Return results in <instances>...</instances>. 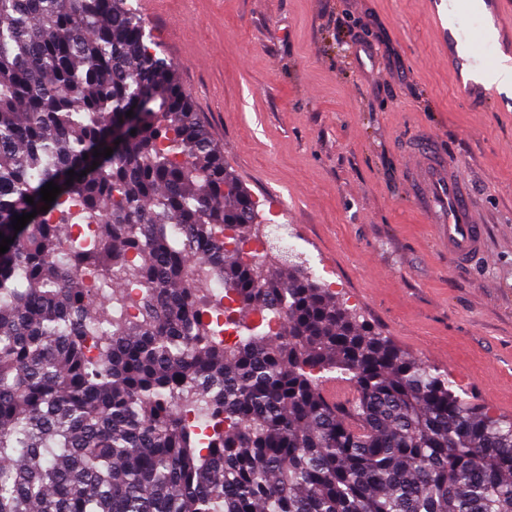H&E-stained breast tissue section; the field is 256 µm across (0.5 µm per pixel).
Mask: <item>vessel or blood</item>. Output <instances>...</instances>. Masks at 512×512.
<instances>
[{
  "instance_id": "obj_1",
  "label": "vessel or blood",
  "mask_w": 512,
  "mask_h": 512,
  "mask_svg": "<svg viewBox=\"0 0 512 512\" xmlns=\"http://www.w3.org/2000/svg\"><path fill=\"white\" fill-rule=\"evenodd\" d=\"M407 175L416 202L439 227L448 256L468 264L484 250V230L471 198L456 175V162L434 141L416 139L405 147Z\"/></svg>"
}]
</instances>
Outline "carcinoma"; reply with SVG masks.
I'll list each match as a JSON object with an SVG mask.
<instances>
[{"label": "carcinoma", "instance_id": "cac0c4a2", "mask_svg": "<svg viewBox=\"0 0 512 512\" xmlns=\"http://www.w3.org/2000/svg\"><path fill=\"white\" fill-rule=\"evenodd\" d=\"M69 200L99 248L59 262ZM256 219L128 0H0V512H512V420L244 253ZM195 261L244 315L232 344ZM82 267L138 278L137 319Z\"/></svg>", "mask_w": 512, "mask_h": 512}]
</instances>
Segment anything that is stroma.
I'll return each mask as SVG.
<instances>
[{
    "mask_svg": "<svg viewBox=\"0 0 512 512\" xmlns=\"http://www.w3.org/2000/svg\"><path fill=\"white\" fill-rule=\"evenodd\" d=\"M448 2L131 0L262 223L287 222L340 303L512 417V91L471 92L454 61L512 56V0L462 14L453 53ZM419 132L484 225L469 267L414 203L400 147Z\"/></svg>",
    "mask_w": 512,
    "mask_h": 512,
    "instance_id": "35a3bbf8",
    "label": "stroma"
}]
</instances>
